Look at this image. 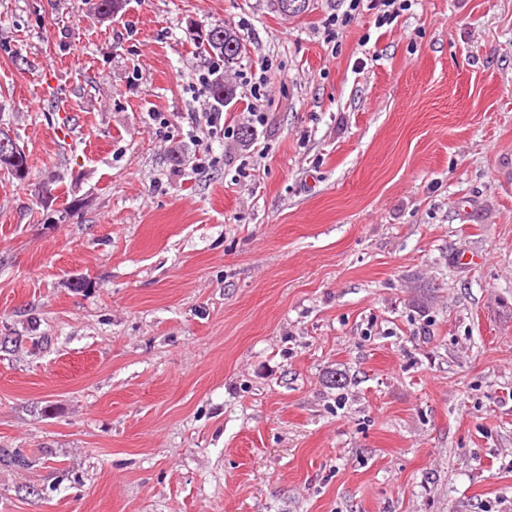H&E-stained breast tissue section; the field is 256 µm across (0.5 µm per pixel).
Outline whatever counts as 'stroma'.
Returning a JSON list of instances; mask_svg holds the SVG:
<instances>
[{
    "label": "stroma",
    "instance_id": "obj_1",
    "mask_svg": "<svg viewBox=\"0 0 512 512\" xmlns=\"http://www.w3.org/2000/svg\"><path fill=\"white\" fill-rule=\"evenodd\" d=\"M95 3L0 0V512H512V0ZM202 45L222 57L224 65H229L226 52H232L235 60L239 59L245 50V46L239 36L229 28L224 26H215L205 35L199 36ZM233 45V48H230Z\"/></svg>",
    "mask_w": 512,
    "mask_h": 512
}]
</instances>
